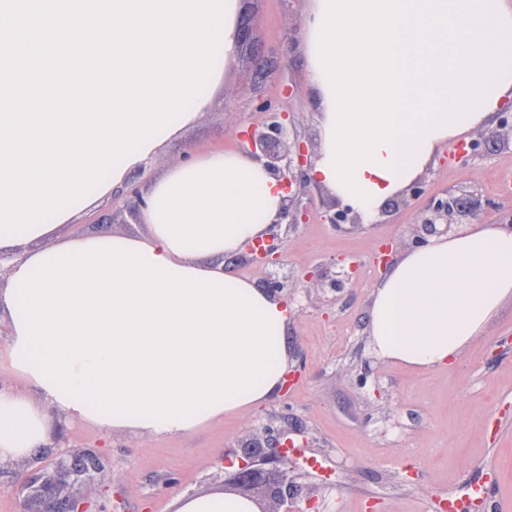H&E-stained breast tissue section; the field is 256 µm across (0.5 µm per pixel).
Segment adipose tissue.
I'll use <instances>...</instances> for the list:
<instances>
[{
	"mask_svg": "<svg viewBox=\"0 0 512 512\" xmlns=\"http://www.w3.org/2000/svg\"><path fill=\"white\" fill-rule=\"evenodd\" d=\"M304 54L318 108L311 179L371 224L453 139L512 101V0H312ZM146 234L0 238L10 366L39 394L0 389V463L44 444L46 401L69 419L183 436L275 394L288 362L287 302L224 270L285 197L238 151L170 166L141 193ZM512 300V225L469 224L404 250L371 292L367 330L385 362L434 371ZM176 512H258L221 491Z\"/></svg>",
	"mask_w": 512,
	"mask_h": 512,
	"instance_id": "adipose-tissue-1",
	"label": "adipose tissue"
}]
</instances>
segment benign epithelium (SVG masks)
<instances>
[{"label":"benign epithelium","mask_w":512,"mask_h":512,"mask_svg":"<svg viewBox=\"0 0 512 512\" xmlns=\"http://www.w3.org/2000/svg\"><path fill=\"white\" fill-rule=\"evenodd\" d=\"M246 152L264 161L265 166L278 178L286 192L279 219L272 230L255 245L248 248L247 259L253 263L273 264L280 257L281 239L275 228L287 222L298 223V197L310 184L308 170L314 165L317 153L299 142L291 134L288 113L270 112L260 127L251 126L243 132ZM472 210V203L462 197L445 195L434 197L414 225L410 244H422L428 238L456 231L461 218ZM329 223L342 229L359 223L357 215L349 209L335 210L329 215ZM288 427L273 422L263 427L262 438L249 443L242 452L225 451V456L237 460V468L225 480L232 491L253 501L259 512H284L293 502L294 492L301 489L295 481V465L288 457ZM57 487L46 478L31 498L42 504L37 512H85V505L67 497L66 479H91L103 471L98 456L93 452L72 453L54 464Z\"/></svg>","instance_id":"benign-epithelium-1"}]
</instances>
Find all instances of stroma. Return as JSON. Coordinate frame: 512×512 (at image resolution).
Masks as SVG:
<instances>
[{
	"mask_svg": "<svg viewBox=\"0 0 512 512\" xmlns=\"http://www.w3.org/2000/svg\"><path fill=\"white\" fill-rule=\"evenodd\" d=\"M310 0H250L244 11L261 56L249 50L224 63L213 104L152 163V171L183 155L215 148L241 150L239 132L267 113H287L300 140L317 143V103L304 59L303 20ZM512 170V147L480 148L463 164L439 153L425 173L421 195L378 215L374 224L342 231L324 219L336 200L309 185L305 223L282 227L279 265L225 262L228 272L263 286L284 281L294 307L288 322V369L305 383L279 389L265 403L198 427L185 436L149 438L125 430L103 435L52 406L48 445L24 466L0 465V512H23L22 484L47 475L65 454L87 450L104 466L101 477L70 485L92 512H174L184 494L223 488L224 452L243 447L263 426L288 415L298 426L292 447L303 486L294 512H442L448 499L470 494L472 482L497 481L512 505V301L459 360L430 373L379 359L366 332L375 281L385 273L384 245L407 248L413 225L432 196L478 199L469 224L512 220V199L497 193ZM344 275L342 285L312 284L321 273ZM366 385H358L359 376Z\"/></svg>",
	"mask_w": 512,
	"mask_h": 512,
	"instance_id": "obj_1",
	"label": "stroma"
}]
</instances>
